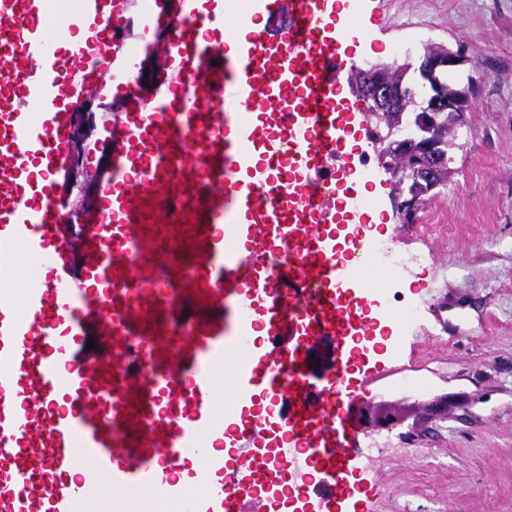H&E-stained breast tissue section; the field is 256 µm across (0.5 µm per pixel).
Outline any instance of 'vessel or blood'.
<instances>
[{"instance_id":"obj_1","label":"vessel or blood","mask_w":512,"mask_h":512,"mask_svg":"<svg viewBox=\"0 0 512 512\" xmlns=\"http://www.w3.org/2000/svg\"><path fill=\"white\" fill-rule=\"evenodd\" d=\"M78 4L109 40L135 21L130 0ZM249 4L235 17L226 0H154L132 83L118 50L92 69L84 43L49 34L48 0H0V512H78L105 483L116 500L149 490L184 512H245L231 487L269 435L293 444L279 470L319 471L308 489L327 512L352 494L344 375L372 262L356 238L348 280L329 226L346 198L377 207L339 165L357 36L340 0ZM227 28L231 52L214 37ZM106 95L117 110L77 207L63 191L73 108ZM177 324L189 331L173 343ZM257 328L267 343L236 364L235 400L261 390L275 409L235 423L228 471L197 443L223 439L224 358Z\"/></svg>"}]
</instances>
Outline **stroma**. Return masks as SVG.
Returning <instances> with one entry per match:
<instances>
[{"label": "stroma", "instance_id": "1", "mask_svg": "<svg viewBox=\"0 0 512 512\" xmlns=\"http://www.w3.org/2000/svg\"><path fill=\"white\" fill-rule=\"evenodd\" d=\"M353 22L354 65L441 45L462 51L477 86L434 223H403L370 143L355 151L389 249L424 257L386 276L381 312L416 313L391 322L370 363L382 379L345 408L366 512H512V0H358Z\"/></svg>", "mask_w": 512, "mask_h": 512}]
</instances>
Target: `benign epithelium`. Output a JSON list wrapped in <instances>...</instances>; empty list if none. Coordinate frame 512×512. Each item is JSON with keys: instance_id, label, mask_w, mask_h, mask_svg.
Listing matches in <instances>:
<instances>
[{"instance_id": "obj_1", "label": "benign epithelium", "mask_w": 512, "mask_h": 512, "mask_svg": "<svg viewBox=\"0 0 512 512\" xmlns=\"http://www.w3.org/2000/svg\"><path fill=\"white\" fill-rule=\"evenodd\" d=\"M467 62L458 51L428 46L424 49L419 63L413 68L411 86L405 87L398 79L396 69L399 61L393 63H375L352 70L350 86L359 98H366L372 105L371 120L368 129L374 133L379 142H386V137L397 136L399 142L410 146L425 137L421 130L408 138L400 137L401 120H393L392 113L404 112L406 99H411V106L420 105L428 112L448 113V136L456 137L458 129L466 125L465 106L475 95L476 85L472 78L466 84L456 81H442L445 72L455 70ZM389 128L388 136H383L382 126ZM423 164L415 168L412 175H406L397 163L379 157V165L389 175L391 197L396 203L397 211L404 220L416 216L419 201L414 198V191L409 188V181H431L447 167V157L433 152L430 145L422 146Z\"/></svg>"}]
</instances>
